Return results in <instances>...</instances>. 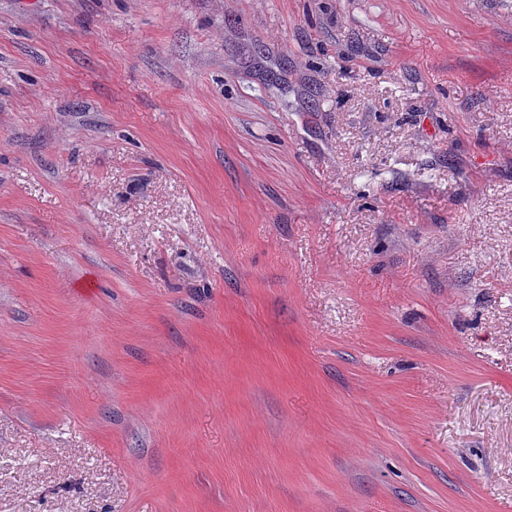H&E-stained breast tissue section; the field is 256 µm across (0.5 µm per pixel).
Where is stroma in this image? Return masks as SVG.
<instances>
[{
    "instance_id": "35a3bbf8",
    "label": "stroma",
    "mask_w": 512,
    "mask_h": 512,
    "mask_svg": "<svg viewBox=\"0 0 512 512\" xmlns=\"http://www.w3.org/2000/svg\"><path fill=\"white\" fill-rule=\"evenodd\" d=\"M0 512H512V0H0Z\"/></svg>"
}]
</instances>
